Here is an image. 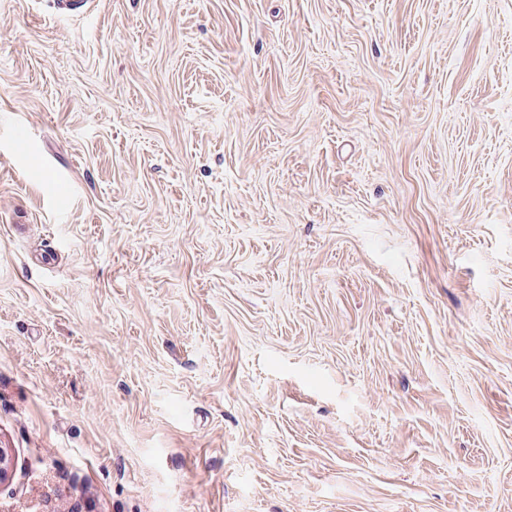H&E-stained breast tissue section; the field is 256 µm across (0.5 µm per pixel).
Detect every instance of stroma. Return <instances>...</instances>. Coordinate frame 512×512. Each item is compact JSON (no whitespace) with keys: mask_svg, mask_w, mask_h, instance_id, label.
Segmentation results:
<instances>
[{"mask_svg":"<svg viewBox=\"0 0 512 512\" xmlns=\"http://www.w3.org/2000/svg\"><path fill=\"white\" fill-rule=\"evenodd\" d=\"M0 512H512V0H0Z\"/></svg>","mask_w":512,"mask_h":512,"instance_id":"35a3bbf8","label":"stroma"}]
</instances>
